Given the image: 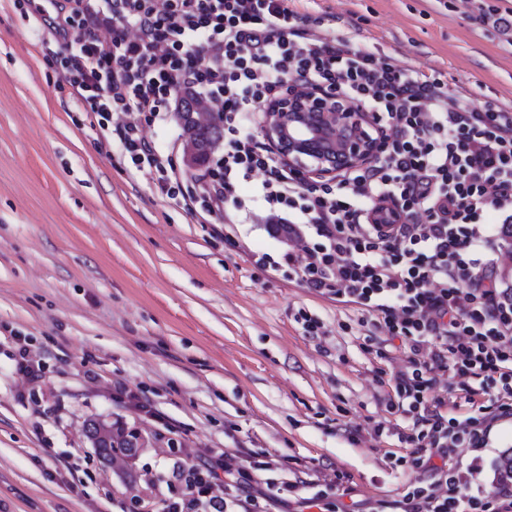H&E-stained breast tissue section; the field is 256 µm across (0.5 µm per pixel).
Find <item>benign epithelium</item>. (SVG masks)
I'll return each mask as SVG.
<instances>
[{
	"mask_svg": "<svg viewBox=\"0 0 512 512\" xmlns=\"http://www.w3.org/2000/svg\"><path fill=\"white\" fill-rule=\"evenodd\" d=\"M372 123V116L342 93L294 83L266 108L263 132L288 165L308 177L323 178L379 155V144L369 132Z\"/></svg>",
	"mask_w": 512,
	"mask_h": 512,
	"instance_id": "1",
	"label": "benign epithelium"
}]
</instances>
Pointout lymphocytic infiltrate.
I'll return each mask as SVG.
<instances>
[{
    "instance_id": "1",
    "label": "lymphocytic infiltrate",
    "mask_w": 512,
    "mask_h": 512,
    "mask_svg": "<svg viewBox=\"0 0 512 512\" xmlns=\"http://www.w3.org/2000/svg\"><path fill=\"white\" fill-rule=\"evenodd\" d=\"M43 21L72 95L111 130L135 168L162 194L181 197L204 224L230 223L253 182L269 233L288 238L281 260L314 294L369 314L368 351L405 355L378 394L407 423V473L397 498L368 512H512V480L478 482L457 449L486 447L512 420V279L502 245L512 237V108L474 106L432 74L378 59L311 26L288 0H51ZM338 91L374 118L380 154L339 180L309 182L261 134L263 107L291 82ZM223 126V149L184 183L146 126L170 120L191 98ZM456 383L472 409H449ZM271 464L228 448L203 470L173 466L180 500L157 512H332L350 480L294 476L258 487Z\"/></svg>"
}]
</instances>
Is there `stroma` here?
Instances as JSON below:
<instances>
[{"label":"stroma","instance_id":"35a3bbf8","mask_svg":"<svg viewBox=\"0 0 512 512\" xmlns=\"http://www.w3.org/2000/svg\"><path fill=\"white\" fill-rule=\"evenodd\" d=\"M42 0H0V512H137L168 490L165 467L246 448L269 476L318 463L345 471V512L395 494L385 457L397 437L372 438L386 412L363 349L360 313L321 298L287 268L256 265L284 248L253 186L232 224H200L124 161L117 138L61 90L57 43L34 18ZM323 30L424 72L475 105L512 106V49L470 18V0H293ZM325 336L303 335L296 317ZM350 330H342V323ZM44 366L28 382L13 355ZM148 411L132 408L121 390ZM122 421L146 442L123 469L104 464L88 420ZM363 440L351 444L343 427ZM512 448L494 428L481 458L492 479Z\"/></svg>","mask_w":512,"mask_h":512}]
</instances>
